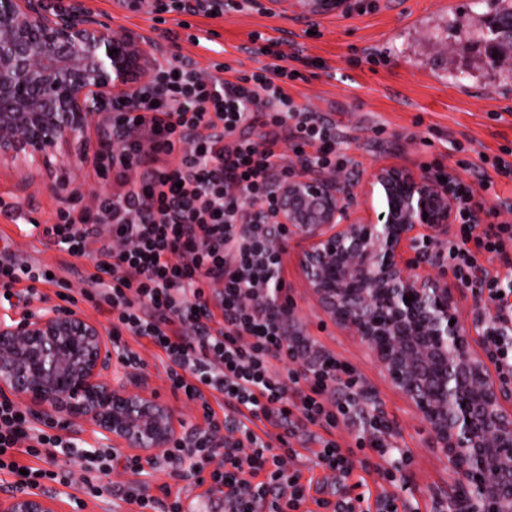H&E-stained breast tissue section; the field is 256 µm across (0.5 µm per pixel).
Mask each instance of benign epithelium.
I'll return each mask as SVG.
<instances>
[{
	"instance_id": "7a95c632",
	"label": "benign epithelium",
	"mask_w": 512,
	"mask_h": 512,
	"mask_svg": "<svg viewBox=\"0 0 512 512\" xmlns=\"http://www.w3.org/2000/svg\"><path fill=\"white\" fill-rule=\"evenodd\" d=\"M295 2L314 15L344 4ZM474 39L493 62L511 58L512 15L491 11ZM167 52L156 30L115 33L86 0H0V164L66 166L60 149L91 125L105 128L104 102H138ZM361 206L365 217L352 218ZM276 219L304 242L306 287L373 352L448 466L476 480L487 512H512V392L472 348L458 289L408 255L422 239L448 236L449 188L402 166L374 170L359 194L340 179L300 176L278 185ZM1 395L73 429L90 424L144 460L165 454L187 425L137 373L117 371L102 325L45 303L0 317ZM465 489L452 485L448 512H467ZM0 512L56 510L46 496L18 492L0 498Z\"/></svg>"
}]
</instances>
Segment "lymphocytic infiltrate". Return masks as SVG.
Wrapping results in <instances>:
<instances>
[{
	"label": "lymphocytic infiltrate",
	"instance_id": "lymphocytic-infiltrate-1",
	"mask_svg": "<svg viewBox=\"0 0 512 512\" xmlns=\"http://www.w3.org/2000/svg\"><path fill=\"white\" fill-rule=\"evenodd\" d=\"M284 44L265 37L264 62L252 72L218 61L203 68L160 61L151 100L111 105L112 148L92 168L113 192L93 210L73 202L60 208L41 234L71 257L91 258L92 286L83 296L108 306L118 358L141 365L127 340L147 339L171 391L203 409L206 429L164 456L171 477L208 473L224 487V512H302L310 503L315 512H411L393 492L400 481L394 434L366 403L360 375L303 331L289 330L284 316L292 301L278 243L288 229L271 220L276 188L301 174L338 177L352 164L342 130L290 93L291 83L309 77ZM258 125L272 135L243 136ZM453 195L457 230L439 244L436 263L493 305L481 340L500 383L510 386L512 345L504 334L512 332V222L500 220L497 207L483 208L463 181ZM482 211L490 223L480 222ZM104 226L108 245L98 242ZM490 260L500 270L490 271ZM58 428L1 397L0 475L14 476L20 491L47 479L99 497L98 476L111 471L115 449H82ZM339 428L346 441L337 440ZM310 442L318 446V479L293 466ZM23 454L37 466L22 467ZM60 455L78 460L79 472L52 470ZM125 468L140 478L130 497L137 512H181L168 485L151 494L140 458H127ZM357 468L361 496L328 494ZM376 474L384 488L374 495L366 486Z\"/></svg>",
	"mask_w": 512,
	"mask_h": 512
}]
</instances>
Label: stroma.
Returning <instances> with one entry per match:
<instances>
[{
	"mask_svg": "<svg viewBox=\"0 0 512 512\" xmlns=\"http://www.w3.org/2000/svg\"><path fill=\"white\" fill-rule=\"evenodd\" d=\"M491 0H346L342 9L322 16H302L246 9L216 17H191L192 25L215 32L224 48L221 61L243 70L260 67L263 58L251 50L250 35L283 30L287 50L315 62L310 83H296L297 102L335 122L347 133L345 153L356 166L348 180L364 183L374 168L399 165L425 175L453 170L472 189L477 201L512 204V179L482 178L486 158L512 151V96L506 81L512 69L489 66L476 43L460 44L462 30L480 28L492 10ZM22 172L0 166V199L18 208L11 220L0 214V250L35 266L55 267L72 291L85 286L94 271L90 260L71 259L45 246L39 228L54 223L65 193L51 191L46 174L34 176L20 190ZM295 244L282 253L280 274L295 303L294 322L323 349L353 364L393 427L398 444L410 458L395 494L413 512H432L457 481L432 444L428 425L411 402L386 378L373 353L357 336L331 322L303 282ZM144 361L140 375L149 388L189 425L204 423L201 407L173 394L158 352L147 340L133 341ZM125 450H118L112 471L103 477V495L77 504L76 490L46 482L45 495L55 497L59 512H132L124 495L136 478L125 472Z\"/></svg>",
	"mask_w": 512,
	"mask_h": 512,
	"instance_id": "obj_1",
	"label": "stroma"
}]
</instances>
